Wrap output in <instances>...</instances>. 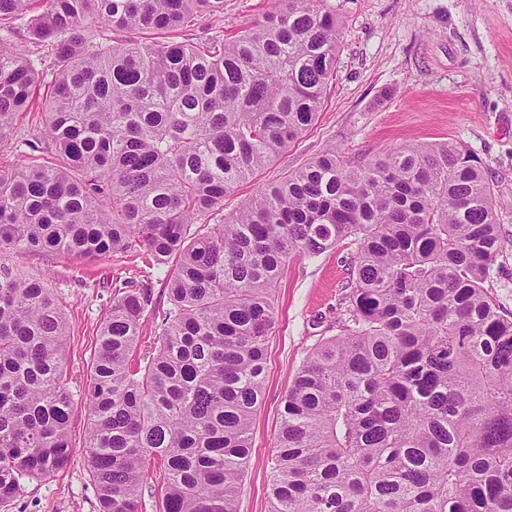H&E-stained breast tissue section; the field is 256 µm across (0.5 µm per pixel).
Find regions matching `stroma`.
Segmentation results:
<instances>
[{
    "label": "stroma",
    "instance_id": "35a3bbf8",
    "mask_svg": "<svg viewBox=\"0 0 512 512\" xmlns=\"http://www.w3.org/2000/svg\"><path fill=\"white\" fill-rule=\"evenodd\" d=\"M341 21L336 78L314 125L281 158L224 198L225 213L260 188L280 180L329 146L368 160L387 147L445 138L461 141L483 161L506 248L493 271L492 291L512 313V0H326ZM269 0H224V11L204 16L180 40L203 33L231 34L259 19ZM48 87L40 85L34 111L20 115L0 142V170L30 161L26 140L43 125ZM351 248L342 243L314 259H293L275 293L277 321L268 347L262 403L251 427L252 451L239 512H267L269 466L279 409L307 353L336 334L349 280ZM0 262L41 279L64 308L70 389L80 395L99 344L100 325L116 288L146 285L152 306L142 340L157 335L168 306V268H157L143 250L88 263L66 253L0 252ZM87 411L76 404L70 465L51 477L25 483L0 512H98L84 457Z\"/></svg>",
    "mask_w": 512,
    "mask_h": 512
}]
</instances>
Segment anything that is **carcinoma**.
<instances>
[{
	"instance_id": "carcinoma-1",
	"label": "carcinoma",
	"mask_w": 512,
	"mask_h": 512,
	"mask_svg": "<svg viewBox=\"0 0 512 512\" xmlns=\"http://www.w3.org/2000/svg\"><path fill=\"white\" fill-rule=\"evenodd\" d=\"M29 42L0 36V142L51 77L41 153L0 173V249L85 261L142 247L174 263L161 332L151 289H118L86 379L99 512H239L288 261L355 246L339 333L280 408L269 512H512V313L491 292L505 241L481 159L444 139L368 161L331 146L222 216L224 196L315 123L336 78L324 0L175 39L224 0H42ZM32 0H0V21ZM103 25L95 40L87 21ZM149 32L151 41L130 38ZM66 317L0 265V502L71 461Z\"/></svg>"
}]
</instances>
